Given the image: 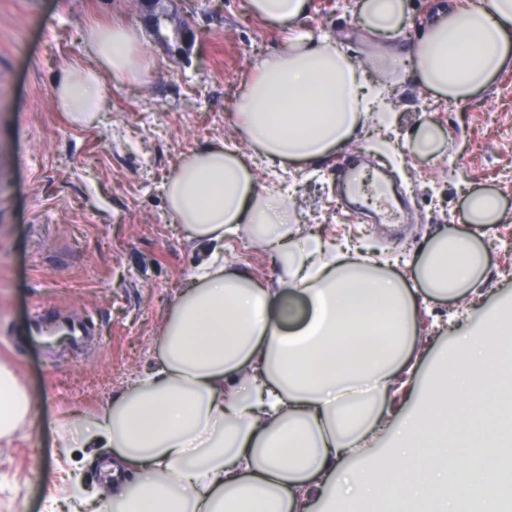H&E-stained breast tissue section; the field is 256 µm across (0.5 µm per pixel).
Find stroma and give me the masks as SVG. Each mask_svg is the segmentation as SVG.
<instances>
[{
	"instance_id": "35a3bbf8",
	"label": "stroma",
	"mask_w": 512,
	"mask_h": 512,
	"mask_svg": "<svg viewBox=\"0 0 512 512\" xmlns=\"http://www.w3.org/2000/svg\"><path fill=\"white\" fill-rule=\"evenodd\" d=\"M306 19L352 61L364 64L391 125L367 113L346 145L315 162L256 159L260 184L278 188L296 223L324 239L369 247L387 272L411 279L407 259L438 231H466L469 195H496L502 220L477 241L486 255L478 292L415 296L416 380L438 368L460 338L512 308V69L466 101L423 89L409 56L439 8L472 0H410L395 37L376 39L361 0H310ZM187 22L182 51L144 37L143 78L112 88L99 122L72 125L52 103L59 76L91 64V23L142 28L136 0H0V362L34 401V420L0 439V512H45L71 495L68 473L94 488L112 479L79 446L60 447V424L77 428L127 388L154 357L165 316L197 260L168 211L164 185L180 160L221 138L238 142L235 108L260 59L281 49L280 28L250 14L246 0H155ZM433 123L441 151L409 148ZM381 168L368 212L352 203L337 170ZM224 259L275 281L268 247L248 230L225 238ZM77 314L93 334L83 346L47 348L25 334L34 315Z\"/></svg>"
}]
</instances>
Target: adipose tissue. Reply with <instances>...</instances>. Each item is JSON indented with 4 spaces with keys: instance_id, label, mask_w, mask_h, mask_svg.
<instances>
[{
    "instance_id": "adipose-tissue-1",
    "label": "adipose tissue",
    "mask_w": 512,
    "mask_h": 512,
    "mask_svg": "<svg viewBox=\"0 0 512 512\" xmlns=\"http://www.w3.org/2000/svg\"><path fill=\"white\" fill-rule=\"evenodd\" d=\"M286 33L236 106L239 134L271 163L313 161L349 141L378 99L364 69L305 29L309 0H249ZM408 0H362L378 37L397 35ZM94 62L71 64L52 89L71 123L98 122L110 84L140 80L141 37L115 23L86 33ZM412 56L419 83L467 100L512 66V0H475L433 19ZM168 210L198 258L165 319L150 369L87 420L81 445L112 458V493L93 512H512V312L461 337L444 370L415 386L413 290L357 246L307 234L282 196L259 186L246 154L212 140L166 183ZM249 226L274 247L270 286L224 260V238ZM425 294L474 290L485 256L467 231L440 233L412 263ZM310 319L286 333L294 298ZM417 393L406 413L399 393ZM33 401L0 364V438L30 423ZM396 447L368 469L349 457L388 430ZM484 493L469 495L470 486Z\"/></svg>"
}]
</instances>
